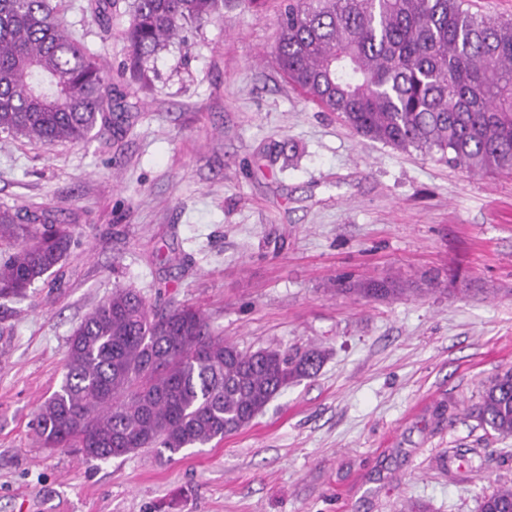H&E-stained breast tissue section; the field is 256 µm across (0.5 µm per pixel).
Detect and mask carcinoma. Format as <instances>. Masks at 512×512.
<instances>
[{
  "label": "carcinoma",
  "instance_id": "obj_1",
  "mask_svg": "<svg viewBox=\"0 0 512 512\" xmlns=\"http://www.w3.org/2000/svg\"><path fill=\"white\" fill-rule=\"evenodd\" d=\"M223 6L133 0L124 33L131 65ZM88 7L106 27L118 0ZM55 14L53 0H0V135L82 143L112 128V76ZM274 52L288 82L356 135L473 173H512L511 19L479 16L465 0H280ZM12 238L0 299L26 297L73 243L46 214L1 206L0 240ZM336 290L383 300L406 288L386 277L340 280ZM323 359L317 347L244 351L199 309L152 305L118 286L72 329L64 382L39 405L33 432L44 448L88 459L154 449L172 460L247 427ZM474 413L485 435H512V369L484 389ZM464 457L481 452L450 448L440 466ZM481 512H512V486L485 496Z\"/></svg>",
  "mask_w": 512,
  "mask_h": 512
}]
</instances>
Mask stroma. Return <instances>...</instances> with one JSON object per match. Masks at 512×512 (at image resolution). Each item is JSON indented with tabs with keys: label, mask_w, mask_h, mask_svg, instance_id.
I'll use <instances>...</instances> for the list:
<instances>
[{
	"label": "stroma",
	"mask_w": 512,
	"mask_h": 512,
	"mask_svg": "<svg viewBox=\"0 0 512 512\" xmlns=\"http://www.w3.org/2000/svg\"><path fill=\"white\" fill-rule=\"evenodd\" d=\"M56 18L115 73L111 135L0 139V204L77 240L26 298L0 299V512H480L512 485V436L471 412L512 368V176L472 174L356 135L292 86L276 0H224L124 71L128 0ZM393 276L405 294L336 290ZM199 308L240 348L318 347L313 376L245 429L167 458L43 448L72 329L116 285ZM450 448L474 465L441 470Z\"/></svg>",
	"instance_id": "1"
}]
</instances>
